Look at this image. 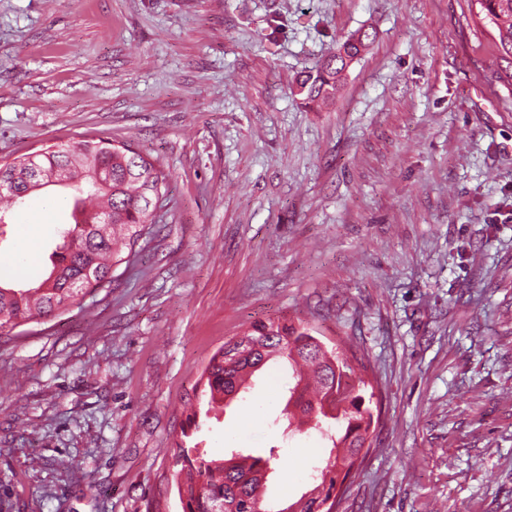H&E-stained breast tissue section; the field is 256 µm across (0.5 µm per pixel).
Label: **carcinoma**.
Listing matches in <instances>:
<instances>
[{
  "label": "carcinoma",
  "instance_id": "cac0c4a2",
  "mask_svg": "<svg viewBox=\"0 0 512 512\" xmlns=\"http://www.w3.org/2000/svg\"><path fill=\"white\" fill-rule=\"evenodd\" d=\"M479 14L495 28L503 53L512 56V0H476ZM367 33L343 41L336 54L315 72L296 80L294 95L319 109L336 98L342 71L365 47ZM73 190V223L59 231L60 243L50 254V270L37 285L16 288L0 283V337L23 325L60 314L80 301L100 283L107 282L112 268L130 262L135 246L152 232L155 211L166 201L167 176L162 169L131 149L111 151L105 142H80L60 146L34 157L0 165V224L13 223L12 205L24 197L32 167ZM271 360L288 362L287 406L307 417L306 425L327 436L335 455L315 468L314 486L290 503L294 512H320L336 493L338 467L351 474L364 449L371 447L376 432L368 383L355 375L350 358L329 350L298 324L258 322L242 337L224 345L201 377V396L208 409L224 403L247 388L235 383L238 370L259 371ZM294 411L288 419H294ZM198 411L191 406L186 426L171 446L181 465L177 489L183 512H220L222 504L233 512H273L259 490V476L270 468V459L231 455L207 460L190 441L198 432Z\"/></svg>",
  "mask_w": 512,
  "mask_h": 512
}]
</instances>
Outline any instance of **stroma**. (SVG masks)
Wrapping results in <instances>:
<instances>
[{"instance_id": "35a3bbf8", "label": "stroma", "mask_w": 512, "mask_h": 512, "mask_svg": "<svg viewBox=\"0 0 512 512\" xmlns=\"http://www.w3.org/2000/svg\"><path fill=\"white\" fill-rule=\"evenodd\" d=\"M478 10L0 0V163L103 139L168 176L109 286L0 338V512H182L184 407L269 320L364 357L380 425L339 512H512V60ZM359 32L333 104L306 108L297 78ZM66 194L19 207L1 280L44 278ZM287 380L268 364L195 437L207 459L272 457L278 505L330 454L276 423Z\"/></svg>"}]
</instances>
